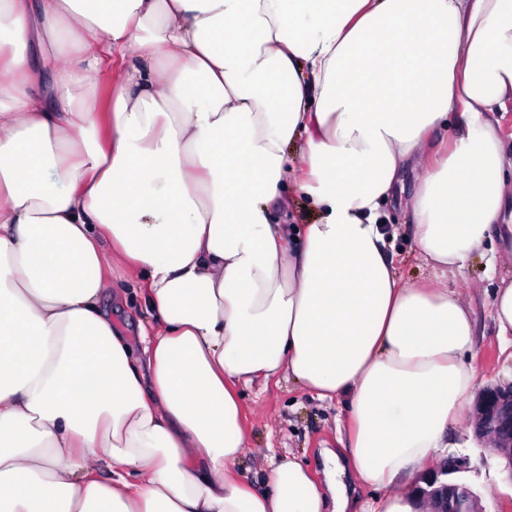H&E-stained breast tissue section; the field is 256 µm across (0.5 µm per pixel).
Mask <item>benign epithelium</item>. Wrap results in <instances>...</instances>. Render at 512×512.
Segmentation results:
<instances>
[{
	"label": "benign epithelium",
	"instance_id": "obj_1",
	"mask_svg": "<svg viewBox=\"0 0 512 512\" xmlns=\"http://www.w3.org/2000/svg\"><path fill=\"white\" fill-rule=\"evenodd\" d=\"M473 408L480 415L472 425L477 441L493 432L502 446H512V383L486 384L478 391ZM467 469V458L449 455L424 470L417 494L429 505V512H484L476 507L479 496L457 478Z\"/></svg>",
	"mask_w": 512,
	"mask_h": 512
}]
</instances>
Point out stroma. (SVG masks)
I'll use <instances>...</instances> for the list:
<instances>
[{
    "mask_svg": "<svg viewBox=\"0 0 512 512\" xmlns=\"http://www.w3.org/2000/svg\"><path fill=\"white\" fill-rule=\"evenodd\" d=\"M385 225L393 234L389 255L402 280L425 281L434 273L423 263L415 248L413 227L403 207L386 204ZM512 280V249L501 240H493L491 248L475 252L463 271L449 277L450 287L471 305L476 324L474 361L482 373V383L512 382V351L504 349L491 314L494 290L501 281ZM344 401L318 400L300 384L280 376L268 384H255L245 389L242 399V421L248 446L234 466L240 480L255 489L266 487L268 463L261 451L274 448L277 454L297 457L317 481L325 479V457L336 454L339 461L347 455L340 441V430L346 425ZM458 455L467 457L470 469L466 481L480 494L485 512H495L498 504L512 499V483L502 477L498 461L485 457L481 445L471 433L459 439Z\"/></svg>",
    "mask_w": 512,
    "mask_h": 512,
    "instance_id": "stroma-1",
    "label": "stroma"
}]
</instances>
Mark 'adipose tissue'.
<instances>
[{"instance_id":"ef3b65f1","label":"adipose tissue","mask_w":512,"mask_h":512,"mask_svg":"<svg viewBox=\"0 0 512 512\" xmlns=\"http://www.w3.org/2000/svg\"><path fill=\"white\" fill-rule=\"evenodd\" d=\"M0 68V512H346L296 459L232 474L238 388L283 371L346 398L361 512H417L478 378L441 276L512 241V0H0ZM418 159L426 284L382 225ZM302 205H306V208H302ZM283 210L289 215V218L293 217V221L289 220V223L309 224L315 218L307 200L297 194H289L288 202L284 205ZM307 211H310V214H307ZM129 284V282L126 283L124 280H121L119 282V285L121 288L124 289H113V291L126 290L127 292H129L127 303L125 300V295L119 298L118 300L113 298L112 301V293H108L104 297L103 305L109 311H112V309L114 310L116 308L119 309L121 314H119L118 316L113 314V319L118 318L121 325L125 323L126 320H131L130 326H132V323L136 324L137 320L143 319L145 315L144 313L141 312L139 308V300L135 301L131 298L133 290L131 289V287L127 288L128 286H130Z\"/></svg>"}]
</instances>
